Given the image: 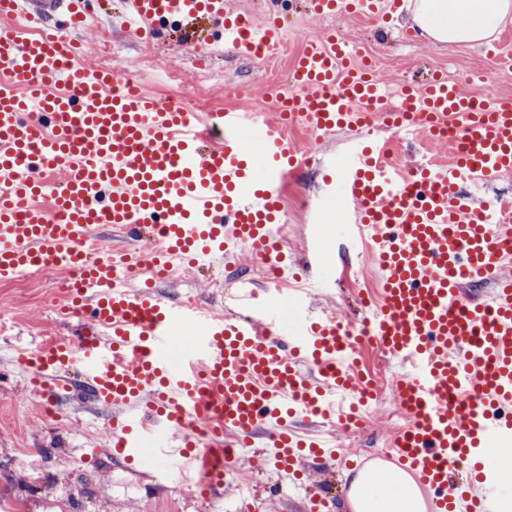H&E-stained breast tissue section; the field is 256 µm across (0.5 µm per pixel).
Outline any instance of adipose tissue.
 Segmentation results:
<instances>
[{
	"label": "adipose tissue",
	"mask_w": 512,
	"mask_h": 512,
	"mask_svg": "<svg viewBox=\"0 0 512 512\" xmlns=\"http://www.w3.org/2000/svg\"><path fill=\"white\" fill-rule=\"evenodd\" d=\"M512 15V0H416L412 20L441 43L480 44ZM351 512H427L425 499L404 471L374 463L351 479Z\"/></svg>",
	"instance_id": "adipose-tissue-1"
}]
</instances>
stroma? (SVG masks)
<instances>
[{"mask_svg": "<svg viewBox=\"0 0 512 512\" xmlns=\"http://www.w3.org/2000/svg\"><path fill=\"white\" fill-rule=\"evenodd\" d=\"M278 9L288 22L289 54L281 60V68H289L290 56L297 53L305 36L334 30L375 57L390 87L406 80H424L440 69L469 95L482 94L490 85L512 92V71L499 69L482 47L435 43L420 34L404 38L401 31L410 26L409 15L388 23L345 16L321 19L304 12L299 0H280ZM87 11L95 24L94 31L85 36L88 65L128 69L159 97H181L192 111L203 108L215 113L234 106V99L224 95L226 85L260 94L269 84L259 63L230 52L213 58L207 68H195L189 50L171 45L166 25L160 26L155 47L146 46L127 29L116 2L106 5L102 0H87ZM172 62L178 66L173 78L167 70ZM290 136L299 146L315 150L310 165L288 188L296 198L288 207L292 215L289 261L302 265L309 254L302 242L304 226L311 219V207L319 203L323 178L331 166L347 158L358 135L339 130L318 140L298 125ZM354 232L347 215L339 214L325 243L332 250L344 249L348 274L335 279L328 291H309L311 300L330 306L351 322L361 317L359 293L375 288L378 280L369 257L356 247ZM49 293L47 281L41 279L0 280V512H10L17 498L25 502L26 512H65L69 505L79 512H214L211 499L204 497L197 484V474L154 479L147 467L138 474L124 470L108 453V425L78 396H62L64 413L59 420L43 417L41 397L16 354L49 337L67 334V327L54 321ZM396 413L395 399L388 392L364 428H333L331 435L338 445L329 489L335 499L333 512H348L349 461L362 466L376 459L381 444L393 434ZM232 467L234 485L224 492L221 512H311L308 494L295 489L280 491L261 505L246 499L242 486L269 479L270 474L246 457L233 461Z\"/></svg>", "mask_w": 512, "mask_h": 512, "instance_id": "obj_1", "label": "stroma"}]
</instances>
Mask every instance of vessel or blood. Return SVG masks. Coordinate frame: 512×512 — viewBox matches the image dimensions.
<instances>
[{"label":"vessel or blood","instance_id":"obj_1","mask_svg":"<svg viewBox=\"0 0 512 512\" xmlns=\"http://www.w3.org/2000/svg\"><path fill=\"white\" fill-rule=\"evenodd\" d=\"M139 36L182 23L201 64L213 48L275 57L286 32L276 17L257 21L231 0H127ZM85 0H0V280L49 260L79 270L65 291L61 322L80 318L75 335L44 341L18 360L34 385L67 388L80 366L88 395L107 411L111 454L144 465L202 464L224 479L197 425L213 413L231 450L253 446L287 475L304 458L335 456L321 436L295 434L288 419L345 417L360 385L352 323L314 313L294 300L296 334L281 332L279 305L237 286L234 319L210 308L163 300L150 287L119 285L122 266L187 259L213 265L247 249L254 262L288 268L273 233L284 223L285 178L311 158L285 133L296 121L322 137L357 131L373 119L406 132L423 127L430 144L454 125L450 162L406 170L387 162L389 144L359 142L328 192L337 193L379 269L371 315L380 346L406 371L396 400L407 421L388 460L432 495V512H488L493 489L460 483L458 462L487 456L512 435V209L465 195L512 173V94L474 97L447 78L389 88L375 65L337 33L306 37L290 82L263 102L288 109L267 118L257 108L199 114L168 105L134 75L84 61L90 28ZM403 0H308L315 17L390 21ZM64 15L65 26L53 19ZM200 19L219 21L212 43L194 35ZM109 225L135 249H102ZM489 281L483 300L463 294ZM190 331L180 361L175 329Z\"/></svg>","mask_w":512,"mask_h":512}]
</instances>
